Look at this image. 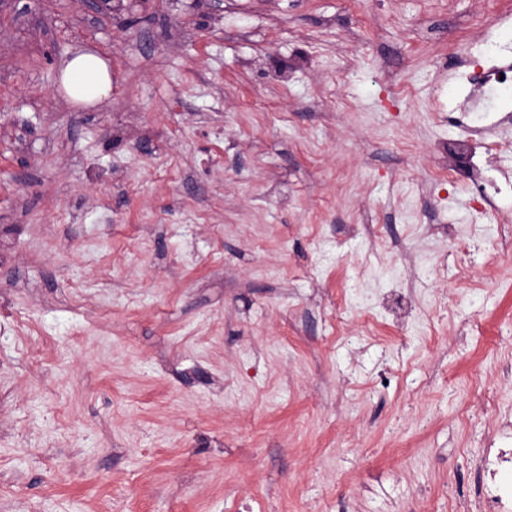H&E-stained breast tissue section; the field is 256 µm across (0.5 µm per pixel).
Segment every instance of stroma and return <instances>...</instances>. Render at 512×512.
Returning <instances> with one entry per match:
<instances>
[{
    "instance_id": "1",
    "label": "stroma",
    "mask_w": 512,
    "mask_h": 512,
    "mask_svg": "<svg viewBox=\"0 0 512 512\" xmlns=\"http://www.w3.org/2000/svg\"><path fill=\"white\" fill-rule=\"evenodd\" d=\"M488 31L512 62V0H0V512H466L512 194L436 104ZM61 85L67 101L93 108L112 95V75L99 55L78 49L62 62Z\"/></svg>"
}]
</instances>
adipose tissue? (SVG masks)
<instances>
[{"mask_svg":"<svg viewBox=\"0 0 512 512\" xmlns=\"http://www.w3.org/2000/svg\"><path fill=\"white\" fill-rule=\"evenodd\" d=\"M61 85L71 104L92 108L112 95V75L99 55L76 50L63 62Z\"/></svg>","mask_w":512,"mask_h":512,"instance_id":"ef3b65f1","label":"adipose tissue"}]
</instances>
